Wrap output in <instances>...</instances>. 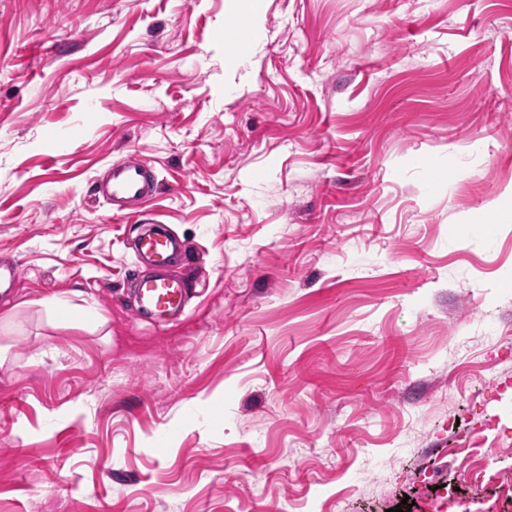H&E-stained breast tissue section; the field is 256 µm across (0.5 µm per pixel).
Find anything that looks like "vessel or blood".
<instances>
[{
  "label": "vessel or blood",
  "instance_id": "vessel-or-blood-1",
  "mask_svg": "<svg viewBox=\"0 0 512 512\" xmlns=\"http://www.w3.org/2000/svg\"><path fill=\"white\" fill-rule=\"evenodd\" d=\"M157 188L158 180L150 165L143 159L127 157L112 162L101 194L111 203L113 217L124 219L129 215L128 205L142 206ZM184 250L181 241L170 235L164 225L154 221L141 234L135 253L137 258L165 266ZM188 291V282L177 276L159 275L139 280L134 313L143 320L180 309L185 304Z\"/></svg>",
  "mask_w": 512,
  "mask_h": 512
}]
</instances>
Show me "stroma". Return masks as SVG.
I'll list each match as a JSON object with an SVG mask.
<instances>
[{"mask_svg": "<svg viewBox=\"0 0 512 512\" xmlns=\"http://www.w3.org/2000/svg\"><path fill=\"white\" fill-rule=\"evenodd\" d=\"M234 18L0 0V512H512L451 453L512 472V0H263L241 61ZM131 156L175 320L95 194ZM150 227L141 234L136 246L138 260L149 259L158 266H166L178 255L185 252V245L170 235L164 224L145 220ZM189 288L188 282L177 276L159 275L139 280L135 316L143 320L182 308Z\"/></svg>", "mask_w": 512, "mask_h": 512, "instance_id": "1", "label": "stroma"}]
</instances>
